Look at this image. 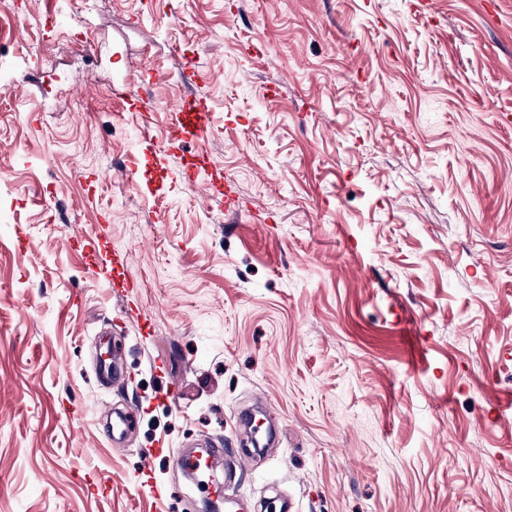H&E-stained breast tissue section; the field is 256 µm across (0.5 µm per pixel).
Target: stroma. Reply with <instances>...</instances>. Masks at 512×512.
<instances>
[{
  "label": "stroma",
  "instance_id": "obj_1",
  "mask_svg": "<svg viewBox=\"0 0 512 512\" xmlns=\"http://www.w3.org/2000/svg\"><path fill=\"white\" fill-rule=\"evenodd\" d=\"M95 2L75 41L49 0H0L28 24L0 41V512H194L142 449L243 453L260 397L274 444L218 473L251 512H512V0ZM75 52L98 81L45 111L40 58ZM189 57L214 123L182 151L235 211L145 153ZM147 463L168 497L137 493Z\"/></svg>",
  "mask_w": 512,
  "mask_h": 512
}]
</instances>
